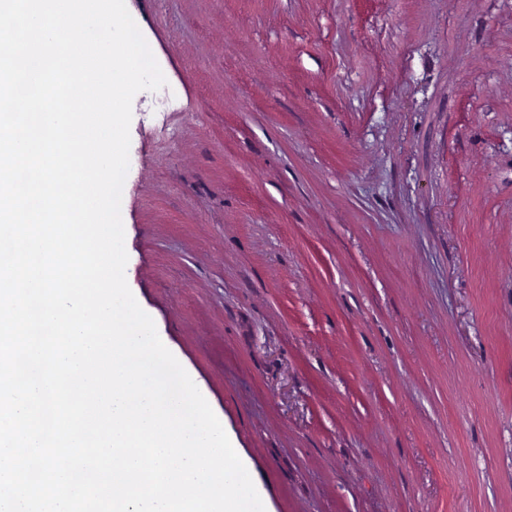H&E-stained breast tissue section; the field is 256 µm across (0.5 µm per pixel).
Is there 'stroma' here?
<instances>
[{"label":"stroma","instance_id":"1","mask_svg":"<svg viewBox=\"0 0 512 512\" xmlns=\"http://www.w3.org/2000/svg\"><path fill=\"white\" fill-rule=\"evenodd\" d=\"M125 276L265 512H512V0H125Z\"/></svg>","mask_w":512,"mask_h":512}]
</instances>
